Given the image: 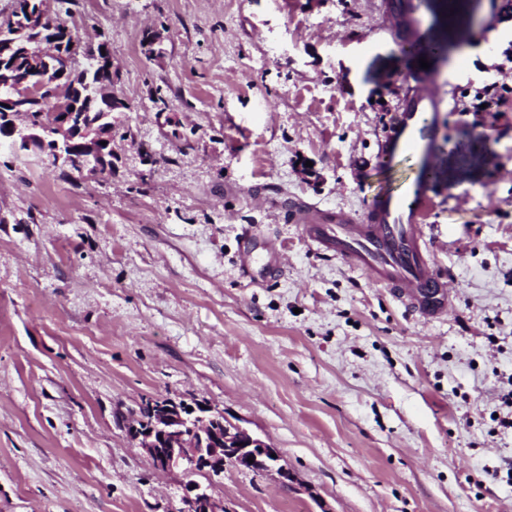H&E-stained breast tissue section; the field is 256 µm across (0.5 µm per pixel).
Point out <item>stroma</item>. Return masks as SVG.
Listing matches in <instances>:
<instances>
[{"mask_svg": "<svg viewBox=\"0 0 512 512\" xmlns=\"http://www.w3.org/2000/svg\"><path fill=\"white\" fill-rule=\"evenodd\" d=\"M504 0H421L439 110L424 318L288 220L363 214L414 159L378 144L419 73L383 0H55L107 39L112 170L0 145V512H183L122 419L196 398L293 476H199L225 512H512V49ZM256 237L251 277L243 234ZM277 258L281 270L265 265ZM506 86V84L495 85L491 88H485L482 91H477L474 96V100L477 102L471 103L468 107L469 111L490 112L493 104L497 103L498 98L503 96V94L500 93V90H506L508 93H511V87ZM482 104H487V107L481 108Z\"/></svg>", "mask_w": 512, "mask_h": 512, "instance_id": "35a3bbf8", "label": "stroma"}]
</instances>
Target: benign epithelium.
<instances>
[{"mask_svg": "<svg viewBox=\"0 0 512 512\" xmlns=\"http://www.w3.org/2000/svg\"><path fill=\"white\" fill-rule=\"evenodd\" d=\"M24 105L22 93L0 97V123L8 126L15 140L28 147L37 145L56 165L74 164L80 169L90 165L99 174L109 170V165L95 159L102 155V143H111L112 131L103 132L85 123V113L61 104L55 111L57 120L43 127L44 134H35L33 130L40 124L34 123L32 112ZM150 407V416H136L127 430L155 469H192L219 477L225 465L238 466L251 459L253 463L248 464L255 470L274 469L282 478H289L288 470L279 465L277 450L250 429L229 421L224 411L170 398L154 399ZM184 500L194 507L203 506L204 512H219L211 495L196 482L185 485Z\"/></svg>", "mask_w": 512, "mask_h": 512, "instance_id": "benign-epithelium-1", "label": "benign epithelium"}]
</instances>
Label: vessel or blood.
Listing matches in <instances>:
<instances>
[{"instance_id":"1","label":"vessel or blood","mask_w":512,"mask_h":512,"mask_svg":"<svg viewBox=\"0 0 512 512\" xmlns=\"http://www.w3.org/2000/svg\"><path fill=\"white\" fill-rule=\"evenodd\" d=\"M437 103L429 90L405 98L380 142V155L389 163L417 158L416 175L397 190L377 195L362 219L342 210H317L302 201L293 202L288 210L291 223L304 225L308 240L370 274L409 308L427 317L446 312L451 304L449 282L421 246L420 226L428 208L426 192L434 167Z\"/></svg>"}]
</instances>
